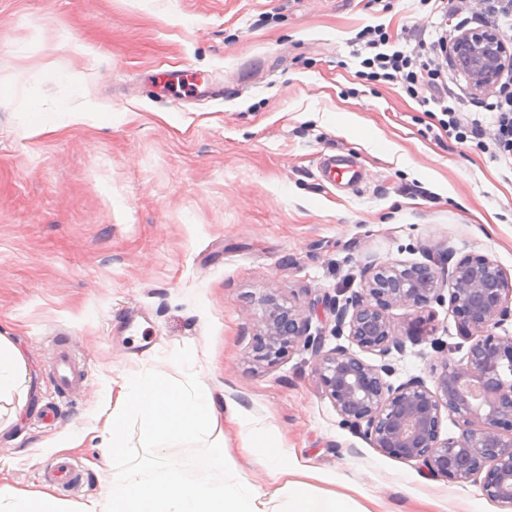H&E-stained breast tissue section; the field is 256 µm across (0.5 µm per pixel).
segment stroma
<instances>
[{"mask_svg": "<svg viewBox=\"0 0 512 512\" xmlns=\"http://www.w3.org/2000/svg\"><path fill=\"white\" fill-rule=\"evenodd\" d=\"M420 0H0V335L29 368L18 419L0 414V494L51 490L69 512L106 492L112 468L151 462L137 420L104 458L112 381L158 370L221 389L360 512H512L478 484L423 474L343 427L310 353L253 359L265 300L320 327L324 295L360 291L364 267L483 254L512 277V160L449 139L440 112L359 78L355 37L385 25H455ZM220 82L183 101L170 77ZM54 129L29 131L28 102ZM85 111L69 123L59 103ZM111 122L99 120L100 113ZM346 154L364 178L323 177ZM67 344L88 367L68 395L50 365ZM429 341L393 356L397 381L432 383ZM227 463L261 489L274 478L225 426ZM80 447L58 449L64 436ZM66 456L82 487H46Z\"/></svg>", "mask_w": 512, "mask_h": 512, "instance_id": "1", "label": "stroma"}]
</instances>
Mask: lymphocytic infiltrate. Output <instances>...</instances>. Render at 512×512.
Returning <instances> with one entry per match:
<instances>
[{"instance_id": "1", "label": "lymphocytic infiltrate", "mask_w": 512, "mask_h": 512, "mask_svg": "<svg viewBox=\"0 0 512 512\" xmlns=\"http://www.w3.org/2000/svg\"><path fill=\"white\" fill-rule=\"evenodd\" d=\"M357 55L365 79L401 86L422 104L439 106L441 128L459 142L476 141L491 146L495 156L512 158V72H505L487 107L493 114L492 129L470 118L467 100L457 93L445 77L446 64L427 58L418 64L415 57L393 48L390 35L382 26H369L359 32Z\"/></svg>"}]
</instances>
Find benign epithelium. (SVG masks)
I'll return each instance as SVG.
<instances>
[{
	"mask_svg": "<svg viewBox=\"0 0 512 512\" xmlns=\"http://www.w3.org/2000/svg\"><path fill=\"white\" fill-rule=\"evenodd\" d=\"M446 52L479 93L495 88L512 66L508 41L493 28L462 31ZM444 302L470 342L458 361L436 337L432 305ZM267 304L257 360L274 364L292 349L310 352L342 426L388 457L415 461L450 482H476L489 500L512 505V380L504 379L512 376V333H498L512 320V278L494 260L467 254L450 267L445 253L429 264H372L361 291L323 298L331 336L378 357L377 364L341 344L324 350L326 335L311 331L309 317L272 298ZM394 307L406 310L400 324L389 314ZM428 337L436 353L434 387L417 376L393 381L392 353L404 352L407 338ZM445 413L458 418V435L441 437Z\"/></svg>",
	"mask_w": 512,
	"mask_h": 512,
	"instance_id": "1",
	"label": "benign epithelium"
}]
</instances>
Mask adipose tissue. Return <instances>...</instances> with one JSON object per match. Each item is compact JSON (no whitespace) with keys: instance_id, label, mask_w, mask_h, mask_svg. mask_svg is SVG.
<instances>
[{"instance_id":"obj_1","label":"adipose tissue","mask_w":512,"mask_h":512,"mask_svg":"<svg viewBox=\"0 0 512 512\" xmlns=\"http://www.w3.org/2000/svg\"><path fill=\"white\" fill-rule=\"evenodd\" d=\"M28 378L21 351L0 336V401L24 391ZM132 414L153 462L112 472L106 496L89 500L81 512H359L349 496L316 492L302 482L303 468L276 446L270 431L206 384L192 381L178 388L156 371L122 377L104 424V456L125 454ZM226 421L239 427L248 453L271 472L277 482L273 491L258 489L226 464L219 433ZM181 440L203 445L184 467L168 458L169 448Z\"/></svg>"}]
</instances>
